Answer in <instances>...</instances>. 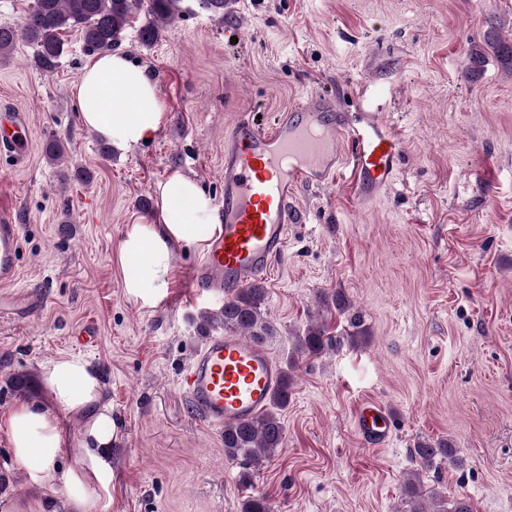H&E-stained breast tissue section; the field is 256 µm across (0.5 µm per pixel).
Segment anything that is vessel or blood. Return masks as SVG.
<instances>
[{
	"mask_svg": "<svg viewBox=\"0 0 512 512\" xmlns=\"http://www.w3.org/2000/svg\"><path fill=\"white\" fill-rule=\"evenodd\" d=\"M0 148L15 161L30 150L24 114H0ZM403 154L398 128L378 112H347L337 99L312 92L271 125L241 116L224 131V196L207 249L190 272L193 291L226 298L265 277L286 256L304 188L346 180L358 197L377 199L395 182ZM21 227L0 219V287L20 275ZM282 370L263 346L234 333L209 336L178 385L209 427L220 429L264 410ZM390 416L377 402L356 417L366 443L384 444Z\"/></svg>",
	"mask_w": 512,
	"mask_h": 512,
	"instance_id": "vessel-or-blood-1",
	"label": "vessel or blood"
}]
</instances>
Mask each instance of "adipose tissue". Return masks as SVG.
<instances>
[{"label":"adipose tissue","mask_w":512,"mask_h":512,"mask_svg":"<svg viewBox=\"0 0 512 512\" xmlns=\"http://www.w3.org/2000/svg\"><path fill=\"white\" fill-rule=\"evenodd\" d=\"M83 125L112 145L125 148L151 138L164 120L155 81L123 53L111 52L84 67L77 86ZM160 218L154 224L129 225L121 258L129 270V296L152 305L172 278V255L181 243H202L213 223L210 202L193 180L174 174L157 188ZM49 393L47 405L16 406L9 416L14 458L22 463L35 490L65 494L66 512H107L112 463L106 450L117 433L111 407L105 403L98 369L78 355L42 367ZM85 419L81 446L66 469L57 460L66 446L63 420Z\"/></svg>","instance_id":"adipose-tissue-1"}]
</instances>
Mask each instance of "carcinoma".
<instances>
[{
    "mask_svg": "<svg viewBox=\"0 0 512 512\" xmlns=\"http://www.w3.org/2000/svg\"><path fill=\"white\" fill-rule=\"evenodd\" d=\"M182 0H33L22 25L0 24V56L10 52L17 40L22 39L34 49V62L46 72L56 70L65 55L67 44L63 31L80 32L84 50L90 54L103 53L118 47L130 22L131 14L146 8L149 21L138 30L142 46L154 44L167 25L182 11ZM266 288L253 284L243 288L224 301L216 314L201 317L200 329L206 330L214 322L224 329L236 331L258 345H264L275 329L267 320L265 311ZM331 303L339 314L349 315L350 326L360 327V315L349 312L346 296L336 292ZM330 338L321 326H310L297 338V351L304 356L322 354ZM292 375L283 371V380L275 391L268 410L251 420L224 427V456L240 464V480L251 483L257 471L271 462L283 444L284 425L282 412L288 408L291 396ZM417 454L423 466L432 465L436 459L454 461L453 450L446 442L422 443ZM405 492L409 512H472L469 500L458 498L450 505L428 508L423 505L426 493L419 479L406 484ZM241 512H274L268 497H248Z\"/></svg>",
    "mask_w": 512,
    "mask_h": 512,
    "instance_id": "carcinoma-1",
    "label": "carcinoma"
}]
</instances>
